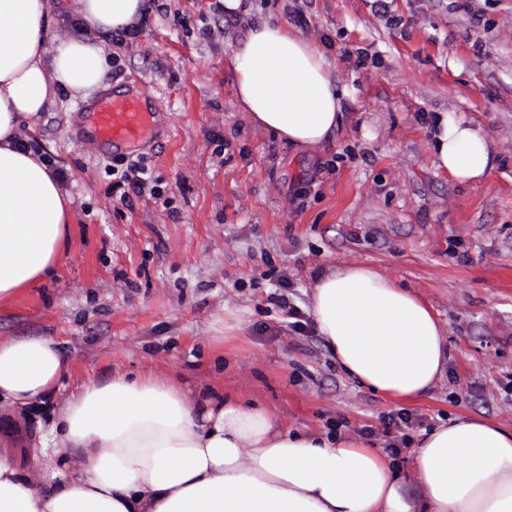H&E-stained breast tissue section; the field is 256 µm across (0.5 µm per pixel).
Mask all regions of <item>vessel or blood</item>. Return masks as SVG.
<instances>
[{
	"label": "vessel or blood",
	"mask_w": 512,
	"mask_h": 512,
	"mask_svg": "<svg viewBox=\"0 0 512 512\" xmlns=\"http://www.w3.org/2000/svg\"><path fill=\"white\" fill-rule=\"evenodd\" d=\"M156 130L154 116L133 96L106 97L95 111V134L106 144L119 146L152 136Z\"/></svg>",
	"instance_id": "obj_1"
}]
</instances>
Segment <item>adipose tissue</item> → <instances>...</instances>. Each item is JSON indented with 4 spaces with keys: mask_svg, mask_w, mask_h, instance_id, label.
I'll use <instances>...</instances> for the list:
<instances>
[{
    "mask_svg": "<svg viewBox=\"0 0 512 512\" xmlns=\"http://www.w3.org/2000/svg\"><path fill=\"white\" fill-rule=\"evenodd\" d=\"M83 39L51 36L47 0H0V302L55 271L70 197L22 126L56 90L86 96L108 61L98 34L127 35L145 0H73ZM249 118L278 139L320 144L340 92L325 56L287 25L249 30L233 56ZM432 153L460 182L484 177L480 129L444 115ZM311 310L343 372L375 394L410 401L442 378L446 338L415 293L366 266L321 275ZM67 361L46 337L0 341V404L27 410L58 390ZM45 457L60 467L34 487L0 450V512H512V427L486 418L423 433L409 468L354 435L278 428L260 407L194 394L151 373L79 386L59 408ZM416 483L418 498L405 493Z\"/></svg>",
    "mask_w": 512,
    "mask_h": 512,
    "instance_id": "adipose-tissue-1",
    "label": "adipose tissue"
}]
</instances>
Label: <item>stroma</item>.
<instances>
[{
    "instance_id": "1",
    "label": "stroma",
    "mask_w": 512,
    "mask_h": 512,
    "mask_svg": "<svg viewBox=\"0 0 512 512\" xmlns=\"http://www.w3.org/2000/svg\"><path fill=\"white\" fill-rule=\"evenodd\" d=\"M155 0L137 34L98 37L112 90L156 112L150 141L116 150L59 92L25 129L71 197L57 271L0 303V339L49 336L67 359L59 391L0 409V449L28 455L76 386L151 371L264 408L283 429L344 419L411 436L454 419L512 426V0ZM287 24L330 64L336 129L296 147L250 123L231 63L246 31ZM478 127L494 155L480 181L437 169L443 113ZM143 160L158 193L120 200L113 157ZM360 264L410 288L446 333L444 376L400 402L347 377L318 332L299 335L266 298L280 276L310 309L325 270ZM381 423L383 426L381 434L386 437L385 448L397 459L403 449L409 448L412 442V437L404 432V429H410L413 426L412 417L403 409L396 412L391 411L382 415ZM393 430H395L394 435L391 436Z\"/></svg>"
}]
</instances>
